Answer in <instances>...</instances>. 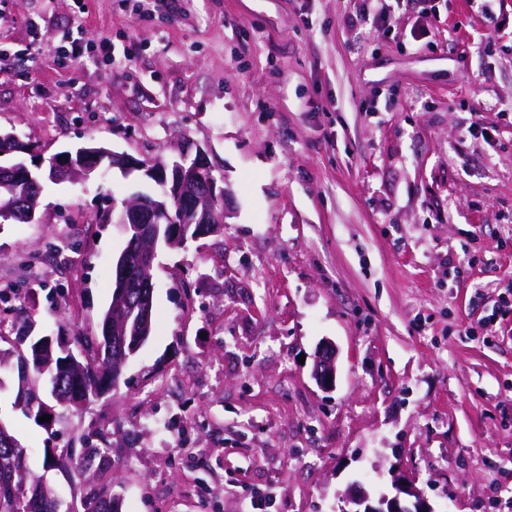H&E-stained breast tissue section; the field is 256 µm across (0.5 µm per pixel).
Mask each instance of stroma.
<instances>
[{
    "mask_svg": "<svg viewBox=\"0 0 512 512\" xmlns=\"http://www.w3.org/2000/svg\"><path fill=\"white\" fill-rule=\"evenodd\" d=\"M432 3L399 0L391 29L359 22L365 0H0L1 131L39 161L200 148L229 191L223 232L159 250L155 328L116 389L44 429L0 373L33 468L51 446L90 462L46 471L64 505L90 476L121 512H339L355 484L512 512V0ZM79 23L116 63L60 60ZM136 192L161 188L104 164L0 223L1 348L27 319L99 334L126 234L94 218ZM336 354L335 346L331 342H327L318 353L313 365L312 378L315 380L316 384L324 390L331 389L335 386Z\"/></svg>",
    "mask_w": 512,
    "mask_h": 512,
    "instance_id": "1",
    "label": "stroma"
}]
</instances>
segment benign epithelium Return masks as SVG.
Returning a JSON list of instances; mask_svg holds the SVG:
<instances>
[{
    "label": "benign epithelium",
    "mask_w": 512,
    "mask_h": 512,
    "mask_svg": "<svg viewBox=\"0 0 512 512\" xmlns=\"http://www.w3.org/2000/svg\"><path fill=\"white\" fill-rule=\"evenodd\" d=\"M61 161L52 163L53 174L70 180L88 179L102 161H109L110 166L127 172L141 171L146 177L154 179L162 185L164 193L160 198L134 196L123 204L117 223L134 232L133 239L139 243L141 263L138 266V279L145 287L153 288L151 270L154 266L156 253L151 245L152 233L157 224H197V237H205L217 231V225L226 223L228 213L218 214L217 203L224 200L227 190L221 186L223 177L212 176L208 182L201 183L202 171H213L206 153L198 149L194 157L182 154L177 159L166 160L160 156L136 159L125 153H118L97 143L91 142L75 151L59 154ZM18 167L0 165V188L13 197L28 199L27 208L21 219L34 221L37 208L36 197L29 195L28 182L18 176ZM120 276L117 290L112 303L113 339L124 340L130 313L137 310L139 316L149 319L151 299L136 309L130 305L125 288L128 280V262L120 259L118 263ZM335 346L327 342L318 353L312 369V378L316 384L328 390L335 386ZM344 502L351 509L343 508L341 512H430L426 502L417 500L409 507L401 503L399 496H380L376 502L363 491H355L345 496Z\"/></svg>",
    "instance_id": "obj_1"
}]
</instances>
